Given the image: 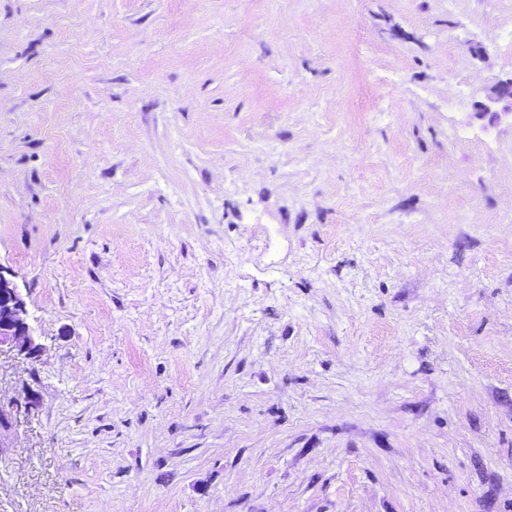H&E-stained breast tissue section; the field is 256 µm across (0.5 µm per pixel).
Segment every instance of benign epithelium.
<instances>
[{"mask_svg":"<svg viewBox=\"0 0 512 512\" xmlns=\"http://www.w3.org/2000/svg\"><path fill=\"white\" fill-rule=\"evenodd\" d=\"M503 104V110L512 115V78L498 84L495 95L477 104L481 112L497 114L495 106ZM27 288L21 287L0 269V347L7 345L25 360L36 361L42 344L29 322Z\"/></svg>","mask_w":512,"mask_h":512,"instance_id":"benign-epithelium-1","label":"benign epithelium"}]
</instances>
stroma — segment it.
Wrapping results in <instances>:
<instances>
[{"label": "stroma", "instance_id": "obj_1", "mask_svg": "<svg viewBox=\"0 0 512 512\" xmlns=\"http://www.w3.org/2000/svg\"><path fill=\"white\" fill-rule=\"evenodd\" d=\"M509 78L512 0H0V512H512ZM500 103H503V111L497 112L494 107ZM479 112H492L493 115L499 113L510 114L512 116V78L505 81H501L498 84L495 95L488 97L486 101H480L477 104ZM507 111V112H505ZM27 295V288H21L0 267V349L7 345L17 356L34 362L43 345L29 322Z\"/></svg>", "mask_w": 512, "mask_h": 512}]
</instances>
